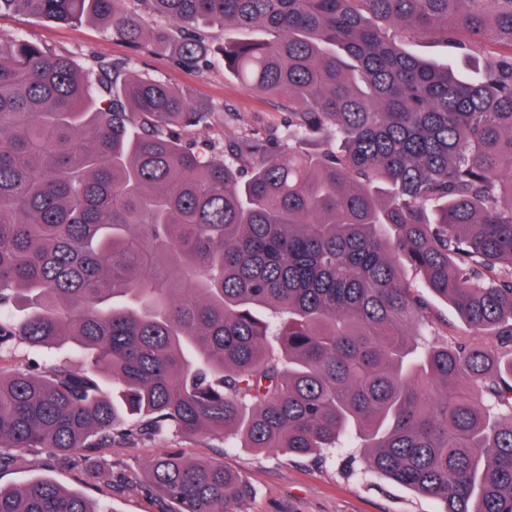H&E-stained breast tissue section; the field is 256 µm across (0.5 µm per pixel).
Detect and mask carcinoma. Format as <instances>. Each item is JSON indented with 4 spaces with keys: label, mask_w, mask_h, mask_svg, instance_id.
<instances>
[{
    "label": "carcinoma",
    "mask_w": 512,
    "mask_h": 512,
    "mask_svg": "<svg viewBox=\"0 0 512 512\" xmlns=\"http://www.w3.org/2000/svg\"><path fill=\"white\" fill-rule=\"evenodd\" d=\"M102 24L200 72L211 56L288 99V139L216 159L172 128L211 109L128 60L86 67L0 37V349L87 354L0 370V471L152 432L306 456L359 442L368 470L443 512H512V358L416 354L449 302L512 349V0H0ZM165 19L173 29L153 26ZM240 37L211 48L206 30ZM485 47L461 76L406 41ZM119 388L109 393L97 377ZM162 512H228L244 478L154 459ZM0 512H104L39 478Z\"/></svg>",
    "instance_id": "cac0c4a2"
}]
</instances>
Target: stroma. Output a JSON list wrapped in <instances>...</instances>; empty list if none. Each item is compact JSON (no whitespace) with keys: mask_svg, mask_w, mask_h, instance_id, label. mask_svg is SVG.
<instances>
[{"mask_svg":"<svg viewBox=\"0 0 512 512\" xmlns=\"http://www.w3.org/2000/svg\"><path fill=\"white\" fill-rule=\"evenodd\" d=\"M21 34L85 66L98 58H134L140 75L161 79L191 99L212 109L208 124L184 131V140L196 143L213 156L224 154L227 139L254 135L273 138L288 130V113L280 102L254 95L225 74L223 66L199 73L177 65L171 54L153 51L134 55L129 45L113 38L102 27L84 22L58 26L16 13L0 15V35ZM434 329L427 343L438 346L472 341L473 333L456 310L443 299L431 302ZM190 461H217L241 474L251 485L252 496L233 512H441L438 501L364 472L359 449L321 451L308 457L281 451L254 452L226 446L221 438L187 437L170 431L136 441L128 448L94 454L91 460L68 461L45 452L36 463H22L0 472L1 486H19L45 477L59 485L103 503L108 512H160L161 501L144 479L149 462L167 453ZM112 474V486L95 485L91 468Z\"/></svg>","mask_w":512,"mask_h":512,"instance_id":"35a3bbf8","label":"stroma"}]
</instances>
